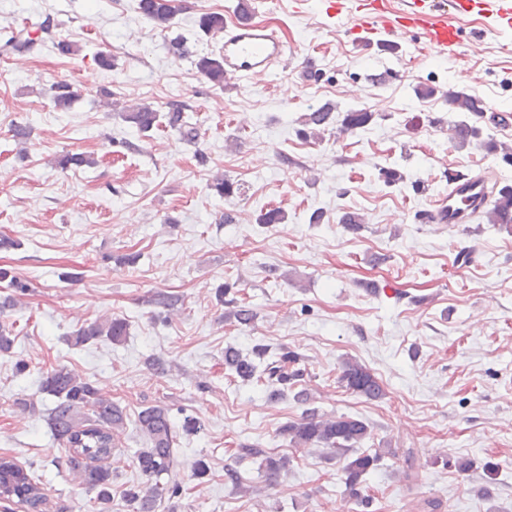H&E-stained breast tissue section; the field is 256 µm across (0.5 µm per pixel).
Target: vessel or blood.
<instances>
[{
    "label": "vessel or blood",
    "mask_w": 512,
    "mask_h": 512,
    "mask_svg": "<svg viewBox=\"0 0 512 512\" xmlns=\"http://www.w3.org/2000/svg\"><path fill=\"white\" fill-rule=\"evenodd\" d=\"M450 14L464 15L480 11L494 27L512 30V0H449ZM438 0H401L398 10H390L387 0H358L360 16L356 28L370 32L383 28L393 40L418 38L425 50L436 57L459 45L460 29L448 20L430 22V14L439 11ZM226 75L247 80L255 76L276 75L286 70L288 46L270 26L252 20H235L220 34ZM483 176L460 174L447 195L441 197L426 220L431 224H459L463 207L473 197L486 198Z\"/></svg>",
    "instance_id": "obj_1"
}]
</instances>
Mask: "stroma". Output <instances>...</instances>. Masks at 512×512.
Listing matches in <instances>:
<instances>
[{
  "label": "stroma",
  "instance_id": "1",
  "mask_svg": "<svg viewBox=\"0 0 512 512\" xmlns=\"http://www.w3.org/2000/svg\"><path fill=\"white\" fill-rule=\"evenodd\" d=\"M247 2L254 21L287 43L291 61L278 77L217 87L167 44L182 37L217 54L220 42L197 20L219 12L232 21L238 0H176L165 30L138 13L136 0H0V29L47 22L79 47L71 56L48 44L0 55V234L18 242L0 251V269L29 285L9 314L13 349L0 354V457L41 475L43 512H95L46 424L52 401L39 391L48 369L66 366L128 415L169 408L177 431L170 477L181 491L159 512H420L427 498L439 501L438 512H512V232L483 216L453 226L419 220L447 194L449 172L512 183V165L478 145L458 146L449 138L457 113L415 94L421 85L454 88L512 113V33L488 32L479 56L461 45L429 59L421 46L381 34L363 47L351 32L355 14L328 17L327 0H305L299 11L293 0ZM101 51L113 68L98 64ZM59 82L82 92L66 112L51 100ZM103 88L162 112L183 104L197 139L165 127L139 133L100 97ZM326 102L374 111L375 121L351 134L303 136L304 114ZM17 123L30 130L26 142L12 135ZM66 153L96 164L60 171ZM391 165L405 183L380 180ZM218 173L238 194L209 189ZM273 208L284 223H258ZM317 209L323 221L310 223ZM347 210L362 216L359 233L342 228ZM132 252L138 263L121 264ZM227 282L253 309L250 326L220 300ZM159 292L179 296L178 307L150 305ZM111 316L127 322L121 341L71 345L81 324ZM257 343L300 354L299 385L311 403L290 393L273 399L228 376L225 347ZM153 358L164 373L150 368ZM347 358L376 375L384 398L339 387ZM309 406L362 418L387 449L365 477L369 507L349 499L342 460L278 436ZM242 444L288 457L287 473L266 481L255 463L237 462ZM144 445L131 426L118 438L119 483L139 482ZM409 448L420 463L412 487ZM460 457L476 469L457 472ZM198 459L208 465L201 479L192 470ZM486 460L499 466L491 485L479 467ZM230 466L250 494L225 483Z\"/></svg>",
  "mask_w": 512,
  "mask_h": 512
}]
</instances>
